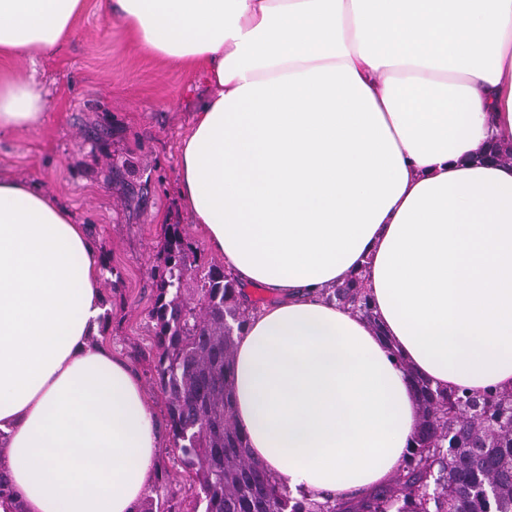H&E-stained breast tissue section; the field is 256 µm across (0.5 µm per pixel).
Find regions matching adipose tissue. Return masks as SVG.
Returning <instances> with one entry per match:
<instances>
[{
	"label": "adipose tissue",
	"mask_w": 512,
	"mask_h": 512,
	"mask_svg": "<svg viewBox=\"0 0 512 512\" xmlns=\"http://www.w3.org/2000/svg\"><path fill=\"white\" fill-rule=\"evenodd\" d=\"M85 0H0V135L41 127L44 57ZM127 39L214 87L181 199L268 299L235 336L233 422L291 496L390 483L411 384L512 391V0H105ZM360 280L375 323L326 302ZM84 225L0 176V450L25 512H138L162 446Z\"/></svg>",
	"instance_id": "1"
}]
</instances>
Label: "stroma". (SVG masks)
<instances>
[{
    "label": "stroma",
    "mask_w": 512,
    "mask_h": 512,
    "mask_svg": "<svg viewBox=\"0 0 512 512\" xmlns=\"http://www.w3.org/2000/svg\"><path fill=\"white\" fill-rule=\"evenodd\" d=\"M40 77L51 96L47 119L37 131L0 136V175L40 184L86 225L100 266L120 272L101 282L107 316L97 340L130 362L165 418L149 312L167 225H179L206 260L224 261L184 208L178 175L181 146L212 90L202 74L134 48L110 24L103 0H86ZM160 472L165 483L149 498L171 494L192 512L191 481L167 445Z\"/></svg>",
    "instance_id": "1"
}]
</instances>
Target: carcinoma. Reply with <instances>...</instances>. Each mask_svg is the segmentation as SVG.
<instances>
[{
    "label": "carcinoma",
    "instance_id": "1",
    "mask_svg": "<svg viewBox=\"0 0 512 512\" xmlns=\"http://www.w3.org/2000/svg\"><path fill=\"white\" fill-rule=\"evenodd\" d=\"M188 276L196 281L190 299L183 295ZM152 280L156 295L149 315L159 348L154 371L166 401V432L184 470L197 478L202 512H448L450 498L454 512H512V426L496 425L488 448L448 447V410L471 406L475 398L434 389L413 372L419 426L390 485L352 503L291 497L249 458L246 437L232 421L235 340L228 321L243 328L260 301L250 299L223 266L204 261L178 224L166 229L163 261ZM325 295L373 318L356 282L328 288ZM487 487L494 493L489 499L480 494ZM0 508L24 512L2 453Z\"/></svg>",
    "mask_w": 512,
    "mask_h": 512
}]
</instances>
